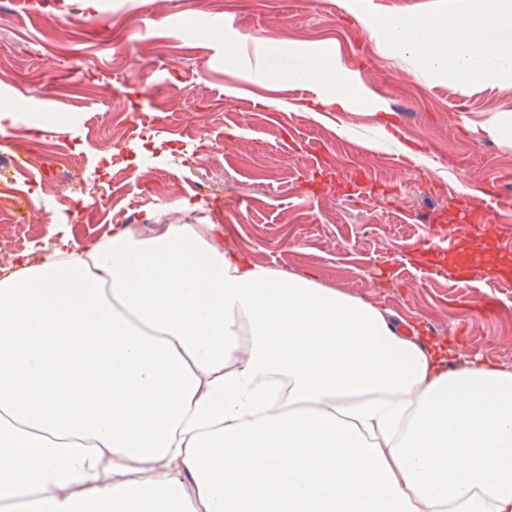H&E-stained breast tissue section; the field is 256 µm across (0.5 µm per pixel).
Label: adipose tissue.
Listing matches in <instances>:
<instances>
[{
	"instance_id": "ef3b65f1",
	"label": "adipose tissue",
	"mask_w": 512,
	"mask_h": 512,
	"mask_svg": "<svg viewBox=\"0 0 512 512\" xmlns=\"http://www.w3.org/2000/svg\"><path fill=\"white\" fill-rule=\"evenodd\" d=\"M373 12L419 73L512 85V0L453 38ZM287 80L359 95L332 59ZM164 211L0 279V512H512V368Z\"/></svg>"
}]
</instances>
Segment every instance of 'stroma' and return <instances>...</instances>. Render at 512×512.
Segmentation results:
<instances>
[{
    "instance_id": "stroma-1",
    "label": "stroma",
    "mask_w": 512,
    "mask_h": 512,
    "mask_svg": "<svg viewBox=\"0 0 512 512\" xmlns=\"http://www.w3.org/2000/svg\"><path fill=\"white\" fill-rule=\"evenodd\" d=\"M95 2L91 13L50 0L31 15L0 0V103L16 107L13 131L35 153L18 166L0 148V193L25 195L0 202L1 261L49 254L54 215L83 245L119 213L140 224L146 208L200 199L164 223L220 225L226 246L512 367V274L494 271L512 270V145L471 132L512 113V90L414 76L371 36L368 0L351 11L341 0ZM309 50L353 72L363 97L351 110L314 118L320 87L282 82ZM149 101L163 105L165 125L117 150L132 106ZM61 113L77 116L59 136L77 151L66 166L30 128L32 116ZM132 153L146 173L111 183ZM478 181L501 188L492 212H462ZM462 222L481 251L457 234ZM459 264L468 278L454 276ZM486 297L497 301L489 316Z\"/></svg>"
}]
</instances>
